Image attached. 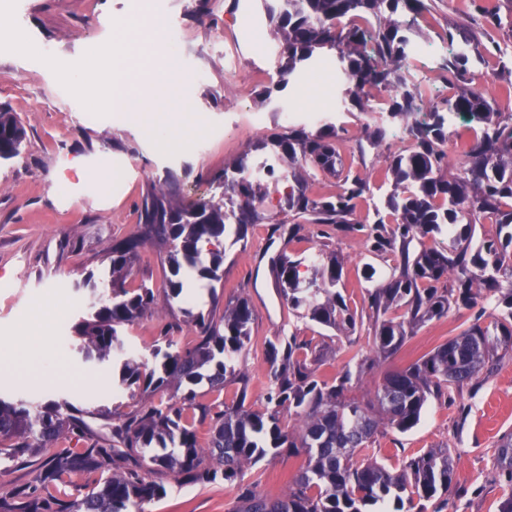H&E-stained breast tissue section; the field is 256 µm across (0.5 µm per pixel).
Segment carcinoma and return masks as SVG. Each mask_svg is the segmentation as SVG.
<instances>
[{"label": "carcinoma", "mask_w": 512, "mask_h": 512, "mask_svg": "<svg viewBox=\"0 0 512 512\" xmlns=\"http://www.w3.org/2000/svg\"><path fill=\"white\" fill-rule=\"evenodd\" d=\"M268 9L270 27L280 44L275 87L310 67L324 51L336 57L340 100L361 112H382L384 120L367 124L359 140L360 158L387 138L402 134L403 149L387 156L393 190L385 201L387 217L352 221L357 203L369 192L359 174L348 172L334 193H316L318 173L336 172L340 160L335 127L316 131L288 125L266 149L281 162L269 177L288 184L279 212L264 208V182L249 175V154L224 165L213 179L220 194L180 204L167 185H152L143 199L137 233L112 243L110 267L86 311L71 327L74 350L90 363L119 366L116 388L132 400L131 410L113 421L106 409L83 410L67 401L44 403L0 396V456L21 465L43 457L33 477L0 494V512H151L168 496L171 483L237 488L228 512H424L423 503L448 502L455 488L454 458L449 448L421 449L400 468L356 457L375 447L383 430H412L433 395L458 392L478 383L512 356V111L501 112L475 83L471 60L490 53L473 30L448 27L451 52L440 63L443 82L455 92L418 119L421 86L407 78L414 43L408 11L421 15L424 0H276ZM483 27L501 30L503 19L486 0H471ZM512 34V21L507 26ZM501 92L512 97V63L493 73ZM390 92L383 107L366 97V88ZM462 116L475 123L461 143L462 161L450 166L445 145L448 120ZM26 130L16 114L0 105V162L22 156ZM306 224H336L366 231L367 251L393 261L382 284L368 291V311L352 308L339 291L343 266L336 253L293 259L283 252L272 261L280 290L294 315L352 335L368 316L372 350L357 349L333 377L318 373L309 359V343L289 337L268 342L270 370L266 406L254 411L241 397L210 414L207 444L186 419L193 395L156 403L144 397L174 380L196 384L201 369L213 367L211 388L240 379L239 360L250 343L254 313L237 300L214 320L187 312L199 342L181 348L164 335L163 375L146 371L148 361L124 340V328L155 304L152 288L127 289L141 244L165 249L170 268L166 304L187 294L193 281L209 288L223 279L224 253L217 246L227 227L244 236L249 224L289 225L288 237ZM497 226L493 236L475 239L476 225ZM448 234V245L425 246L429 235ZM478 309L469 325L405 367L387 372L372 397L351 395L353 378L376 360L395 355L418 327L448 311ZM83 442L58 448L62 437ZM496 468L509 493L498 512H512V433L496 445ZM287 452L303 456L288 491L272 494L243 483L245 470L266 457ZM66 483L64 496L56 487Z\"/></svg>", "instance_id": "obj_1"}]
</instances>
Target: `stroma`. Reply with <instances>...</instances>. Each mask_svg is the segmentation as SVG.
<instances>
[{
    "mask_svg": "<svg viewBox=\"0 0 512 512\" xmlns=\"http://www.w3.org/2000/svg\"><path fill=\"white\" fill-rule=\"evenodd\" d=\"M425 4L412 34L421 47L440 48L449 25H479L469 0ZM154 7L173 17L185 35L176 52L157 44L159 62L169 69L202 70L207 77L187 86L171 79L156 81L157 104L137 120L81 93L74 81H93L112 62L103 48L116 41L118 28L146 20ZM195 7V0H0V103L18 114L27 134L22 158L0 164V351L16 348L45 298L65 307L58 325L46 320L39 324L56 357L31 352L16 356L15 369L0 372L1 395L36 402L64 397L79 408L101 406L126 413L128 398L112 394L111 368L84 362L66 343L88 296L79 282L100 277L109 266L113 241L136 233L151 184L171 182L177 198L186 203L213 194L211 178L225 164L245 153L251 162L263 160L255 145L280 132L282 111L293 112L300 122L305 113L318 110L333 63H326L319 77L306 71L295 75L263 103L258 94L269 86L265 74L274 67L266 54L276 43L271 29L242 44L236 57L225 55L224 30L236 26L246 11L264 13L262 0H211L206 15L196 13ZM45 46L52 48V55L42 54ZM257 72L263 75L258 82L252 79ZM367 119L351 105L328 108L324 116L343 146V167L369 182V194L358 203L362 216L371 213L391 185L385 174L386 148L364 159L356 152ZM107 175L112 187L106 191L100 179ZM316 231L306 224L288 240L274 225L252 224L244 240L226 242L222 281L213 296L193 303L192 309L219 317L225 306L246 297L254 309L251 347L240 361L244 383L228 384L221 391L205 383L195 386V407L187 416L199 438L207 436L206 409L239 396L252 409H264L267 340L294 334L311 342L319 373L326 378L347 363L349 347L369 351L367 329H357L348 338L297 319L275 282L271 260L280 252L305 257L320 247L334 250L343 258L344 295L351 306L366 307L363 268L370 255L363 233L335 229L322 240ZM169 276L158 247L148 242L139 248L126 285L144 283L160 296L168 289ZM181 308L178 302L159 304L154 314L128 327L131 344L148 354L166 331L179 346H193L197 335L186 325ZM468 317V312L452 310L416 329L395 356L363 375L356 396H370L385 371L428 352ZM510 432L512 359H507L475 387L431 397L414 429L391 430L380 437V455L402 459L422 448L448 446L456 488L448 506L434 500L426 512H497L506 483L494 466L496 444ZM300 462L288 454L269 457L249 468L245 480L282 493ZM235 496L234 489L220 484L176 486L153 512H226Z\"/></svg>",
    "mask_w": 512,
    "mask_h": 512,
    "instance_id": "1",
    "label": "stroma"
}]
</instances>
